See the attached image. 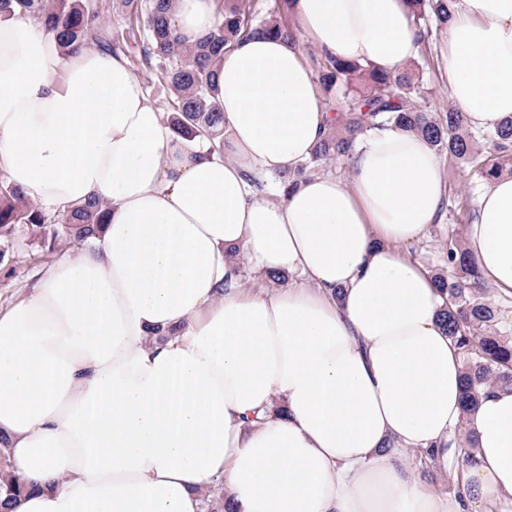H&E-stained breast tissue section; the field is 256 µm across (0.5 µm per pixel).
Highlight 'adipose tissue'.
Returning a JSON list of instances; mask_svg holds the SVG:
<instances>
[{
	"label": "adipose tissue",
	"mask_w": 512,
	"mask_h": 512,
	"mask_svg": "<svg viewBox=\"0 0 512 512\" xmlns=\"http://www.w3.org/2000/svg\"><path fill=\"white\" fill-rule=\"evenodd\" d=\"M320 54L390 73L420 35L409 0H291ZM216 0H173L194 44ZM448 93L469 127L512 115V0H455ZM224 141H177L126 61L0 21V166L44 208L111 202L95 238L0 308V436L14 512H512V390L463 414L460 355L434 277L400 245L435 223L446 186L420 135L374 129L349 179L316 174L271 198L334 119L300 43L248 37L220 56ZM465 245L512 297V175L487 182ZM297 274L272 292L243 266ZM465 425L462 492L448 467Z\"/></svg>",
	"instance_id": "obj_1"
}]
</instances>
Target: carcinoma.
Segmentation results:
<instances>
[{
	"mask_svg": "<svg viewBox=\"0 0 512 512\" xmlns=\"http://www.w3.org/2000/svg\"><path fill=\"white\" fill-rule=\"evenodd\" d=\"M452 0H412L414 22L422 30L421 42L429 45L433 33L447 28ZM171 0H144L146 26L140 16L129 24L128 33L143 32L144 63L158 61L159 78L170 88L172 97L167 122L179 138H200L209 142L224 140L223 113L213 101L216 91L215 58L224 48L248 36H274L297 41V35L284 20L264 17L241 0H221L224 21L218 29L194 46L181 45L169 25ZM34 18L54 35L67 54L85 48L97 39V14L88 0H0V17L15 13ZM315 78L323 91L326 108L336 113V127L319 141L311 158L294 172L274 179L283 193L295 189L306 176L316 172L327 160L348 155L357 135L375 126H391L422 135L448 160L467 166L481 182H487L512 165L504 152L512 145V116L492 132L481 133L493 145L494 152L484 155L476 150V137L469 131L462 112L450 109L438 119L428 115L419 100L425 88L408 68L398 73L378 71L368 65L329 56H314ZM108 205L99 200L68 206L57 214L51 235L43 237L48 256L62 245H79L97 234L104 223ZM49 218L42 207L26 201L11 185L0 186V232L14 224H27L42 231ZM436 287L448 305L440 312V321L462 356V409L470 413L479 405L488 387L512 388V338L491 330L492 306L483 300L484 287L478 271L448 228L445 271L434 275ZM474 441L469 437L454 450L456 465L448 469L454 479L473 461ZM21 489L5 481L0 485V512H11Z\"/></svg>",
	"mask_w": 512,
	"mask_h": 512,
	"instance_id": "cac0c4a2",
	"label": "carcinoma"
}]
</instances>
